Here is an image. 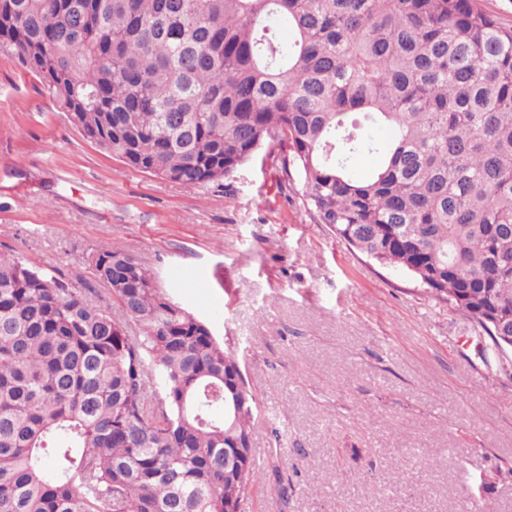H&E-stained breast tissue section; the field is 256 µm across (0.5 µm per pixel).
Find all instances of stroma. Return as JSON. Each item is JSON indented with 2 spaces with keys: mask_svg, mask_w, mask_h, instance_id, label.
Returning <instances> with one entry per match:
<instances>
[{
  "mask_svg": "<svg viewBox=\"0 0 512 512\" xmlns=\"http://www.w3.org/2000/svg\"><path fill=\"white\" fill-rule=\"evenodd\" d=\"M277 180L259 157L194 188L134 170L0 48V251L118 317L88 263L124 248L239 355L261 412L241 512H512V370Z\"/></svg>",
  "mask_w": 512,
  "mask_h": 512,
  "instance_id": "1",
  "label": "stroma"
}]
</instances>
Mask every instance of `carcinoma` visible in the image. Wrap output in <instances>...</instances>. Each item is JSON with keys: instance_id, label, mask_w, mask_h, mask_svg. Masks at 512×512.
<instances>
[{"instance_id": "cac0c4a2", "label": "carcinoma", "mask_w": 512, "mask_h": 512, "mask_svg": "<svg viewBox=\"0 0 512 512\" xmlns=\"http://www.w3.org/2000/svg\"><path fill=\"white\" fill-rule=\"evenodd\" d=\"M0 47L129 167L191 188L264 148L317 223L489 346L512 318V28L473 0H0ZM89 265L130 322L0 253V512L238 507L260 476L224 469L258 412L244 379L224 392L239 359L127 250Z\"/></svg>"}]
</instances>
